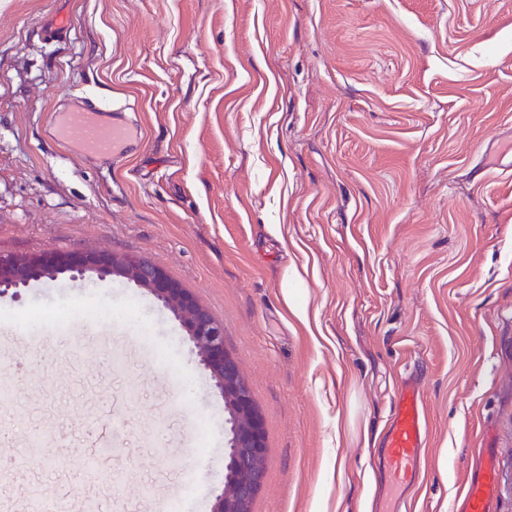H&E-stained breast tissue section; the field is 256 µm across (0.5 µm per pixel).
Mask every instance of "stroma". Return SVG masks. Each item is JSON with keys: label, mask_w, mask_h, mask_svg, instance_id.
<instances>
[{"label": "stroma", "mask_w": 512, "mask_h": 512, "mask_svg": "<svg viewBox=\"0 0 512 512\" xmlns=\"http://www.w3.org/2000/svg\"><path fill=\"white\" fill-rule=\"evenodd\" d=\"M88 98L135 126L120 157L60 138ZM62 250L151 260L223 324L264 423L252 512H376L412 370L429 438L408 512H455L483 448L512 512V0H7L0 255ZM0 365V456L53 434L40 466L0 470V512L36 484L162 512L195 483L210 512L224 401L149 293L61 276L0 296ZM94 436L113 451L87 480Z\"/></svg>", "instance_id": "obj_1"}]
</instances>
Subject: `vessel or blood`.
Listing matches in <instances>:
<instances>
[{
    "mask_svg": "<svg viewBox=\"0 0 512 512\" xmlns=\"http://www.w3.org/2000/svg\"><path fill=\"white\" fill-rule=\"evenodd\" d=\"M134 134L133 127L122 123H102L88 111L70 113L61 126L64 141L78 144L83 150L110 157ZM425 423L418 383L415 377L403 378L386 436L385 466L393 490L409 485L418 476L424 459ZM496 476L490 453H483L467 476L457 512H493ZM67 499L33 487L28 497L30 512H61Z\"/></svg>",
    "mask_w": 512,
    "mask_h": 512,
    "instance_id": "obj_1",
    "label": "vessel or blood"
}]
</instances>
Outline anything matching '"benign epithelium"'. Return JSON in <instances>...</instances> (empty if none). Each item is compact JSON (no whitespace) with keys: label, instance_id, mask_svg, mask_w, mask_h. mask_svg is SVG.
<instances>
[{"label":"benign epithelium","instance_id":"obj_1","mask_svg":"<svg viewBox=\"0 0 512 512\" xmlns=\"http://www.w3.org/2000/svg\"><path fill=\"white\" fill-rule=\"evenodd\" d=\"M67 274L73 280L95 276L123 279L150 293L186 333L198 363L224 398L226 470L211 512H250L265 471L267 448L263 417L235 358L224 342V325L166 270L134 255L59 251L0 255V294H21L33 281Z\"/></svg>","mask_w":512,"mask_h":512}]
</instances>
